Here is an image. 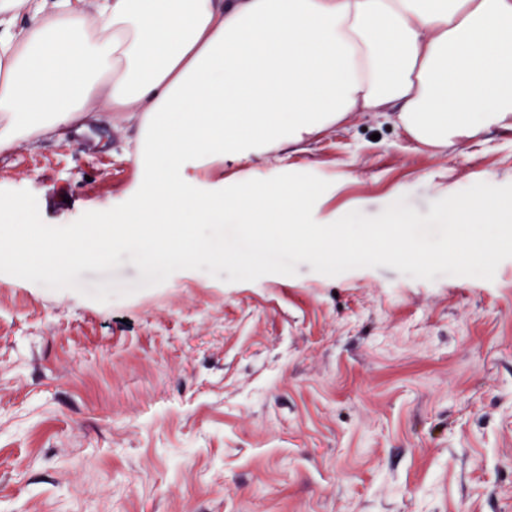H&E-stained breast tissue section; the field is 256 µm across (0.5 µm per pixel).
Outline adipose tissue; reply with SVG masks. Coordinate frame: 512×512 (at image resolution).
Returning a JSON list of instances; mask_svg holds the SVG:
<instances>
[{
    "mask_svg": "<svg viewBox=\"0 0 512 512\" xmlns=\"http://www.w3.org/2000/svg\"><path fill=\"white\" fill-rule=\"evenodd\" d=\"M104 103L135 124L131 198L40 255L17 221L25 201L1 200V259L41 274L112 241L200 260L184 226L222 222L329 252L305 230L319 205L307 180L281 165L256 181L254 161L356 112L394 115L428 150L512 128V0H0L1 151L100 121ZM477 209L495 233L468 224ZM420 221L456 225L452 245L407 238L413 218L396 210L375 257L483 264L512 248L506 196H460Z\"/></svg>",
    "mask_w": 512,
    "mask_h": 512,
    "instance_id": "1",
    "label": "adipose tissue"
}]
</instances>
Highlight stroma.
Wrapping results in <instances>:
<instances>
[{"instance_id": "35a3bbf8", "label": "stroma", "mask_w": 512, "mask_h": 512, "mask_svg": "<svg viewBox=\"0 0 512 512\" xmlns=\"http://www.w3.org/2000/svg\"><path fill=\"white\" fill-rule=\"evenodd\" d=\"M123 117L0 151V199L65 236L138 182ZM355 211L512 197V131L415 148L355 114L283 148ZM0 512H512V258L493 280L380 266L100 303L0 273Z\"/></svg>"}]
</instances>
